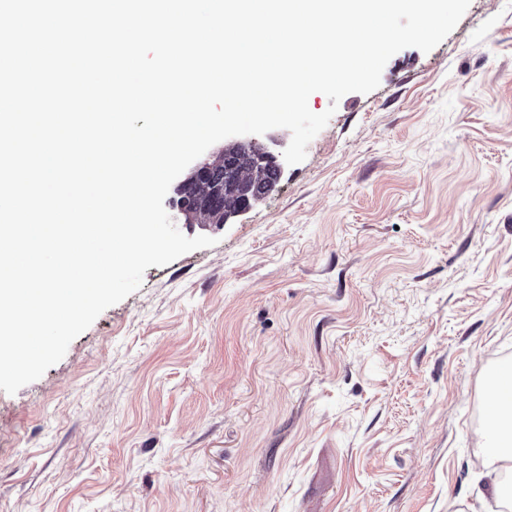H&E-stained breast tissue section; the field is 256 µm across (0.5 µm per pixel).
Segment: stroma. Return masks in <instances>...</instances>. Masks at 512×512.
Here are the masks:
<instances>
[{
  "instance_id": "stroma-1",
  "label": "stroma",
  "mask_w": 512,
  "mask_h": 512,
  "mask_svg": "<svg viewBox=\"0 0 512 512\" xmlns=\"http://www.w3.org/2000/svg\"><path fill=\"white\" fill-rule=\"evenodd\" d=\"M282 165L0 390V512H495L512 364V0H471ZM489 398L496 406L497 412L493 415L490 427L487 430L491 436V445L487 448L489 458L486 460L488 476L492 473V490L497 498H503L509 504L508 511L512 510V407H502L499 404L497 390L494 388ZM497 462L506 464L496 465Z\"/></svg>"
}]
</instances>
